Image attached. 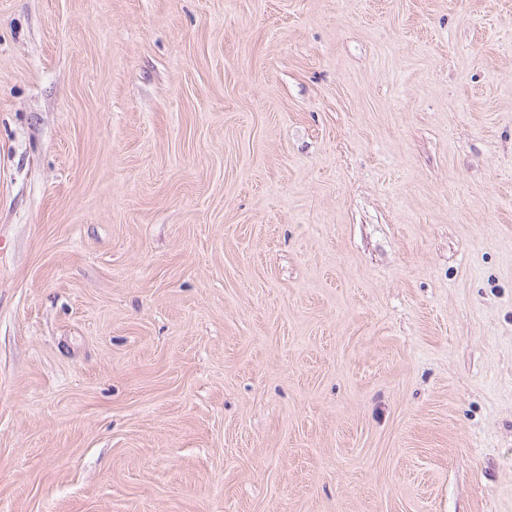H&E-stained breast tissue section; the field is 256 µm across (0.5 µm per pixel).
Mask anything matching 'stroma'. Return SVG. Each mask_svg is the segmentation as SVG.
<instances>
[{
  "label": "stroma",
  "instance_id": "obj_1",
  "mask_svg": "<svg viewBox=\"0 0 512 512\" xmlns=\"http://www.w3.org/2000/svg\"><path fill=\"white\" fill-rule=\"evenodd\" d=\"M0 512H512V0H0Z\"/></svg>",
  "mask_w": 512,
  "mask_h": 512
}]
</instances>
